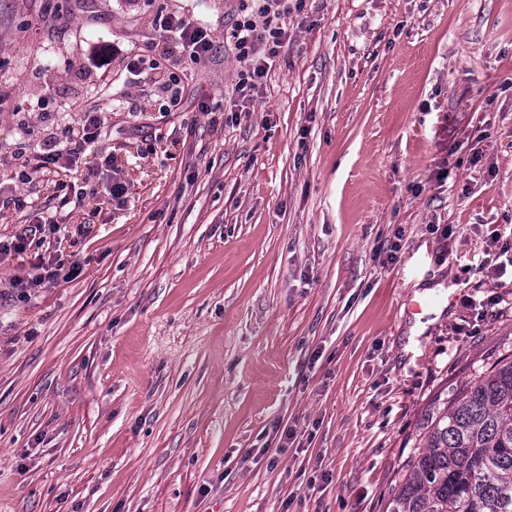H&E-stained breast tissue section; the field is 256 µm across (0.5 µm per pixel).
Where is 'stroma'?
<instances>
[{
	"label": "stroma",
	"mask_w": 512,
	"mask_h": 512,
	"mask_svg": "<svg viewBox=\"0 0 512 512\" xmlns=\"http://www.w3.org/2000/svg\"><path fill=\"white\" fill-rule=\"evenodd\" d=\"M172 13L210 61L127 71ZM239 15L0 0V239L30 242L0 258V512H386L439 398L512 354L486 302L512 275L483 268L512 222V0H305L242 108ZM92 104L81 166L20 183ZM37 255L82 271L20 294Z\"/></svg>",
	"instance_id": "obj_1"
}]
</instances>
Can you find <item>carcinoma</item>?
Listing matches in <instances>:
<instances>
[{"instance_id":"obj_1","label":"carcinoma","mask_w":512,"mask_h":512,"mask_svg":"<svg viewBox=\"0 0 512 512\" xmlns=\"http://www.w3.org/2000/svg\"><path fill=\"white\" fill-rule=\"evenodd\" d=\"M386 512H512V360L442 403Z\"/></svg>"}]
</instances>
